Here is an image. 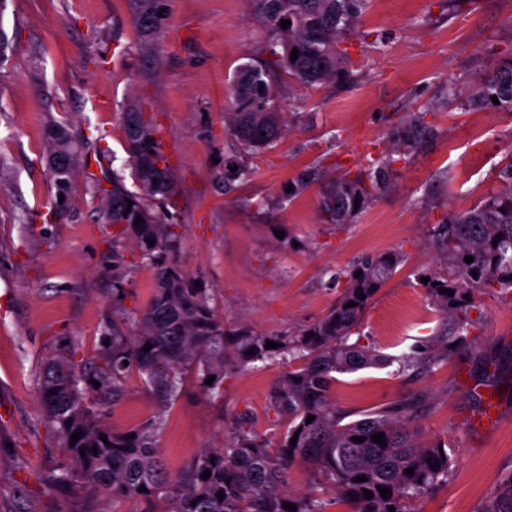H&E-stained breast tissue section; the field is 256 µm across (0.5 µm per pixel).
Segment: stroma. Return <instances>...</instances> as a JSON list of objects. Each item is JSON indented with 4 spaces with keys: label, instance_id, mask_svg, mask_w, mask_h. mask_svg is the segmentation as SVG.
Segmentation results:
<instances>
[{
    "label": "stroma",
    "instance_id": "obj_1",
    "mask_svg": "<svg viewBox=\"0 0 512 512\" xmlns=\"http://www.w3.org/2000/svg\"><path fill=\"white\" fill-rule=\"evenodd\" d=\"M0 512H167L169 503L111 502L71 488H48L44 473L67 462L38 400L44 362L71 360L95 374L112 357V324L143 310L154 270L129 239L112 242L95 177L118 175L139 192L125 151L122 114L132 103L162 127L175 172L169 209L182 224L174 261L208 288L210 304L232 327L279 336L309 325L336 304L329 278L368 254L397 250L406 262L380 289L359 328L364 342L397 356L442 323L416 273L437 265L428 230L471 209L499 185L512 151V114L447 105L448 81L466 90L497 59L512 54V0H368L343 45L353 79L342 86L290 85L287 133L251 156L247 179L225 186L223 161L235 142L224 126L237 69L262 53L265 30L253 0H168L160 33L140 36L128 0H0ZM427 111L437 138L394 162L395 189L374 198L352 224L319 223L320 186L292 201L288 185L321 166L356 174L398 116ZM84 133V165L65 202L44 155L50 123ZM124 256L114 266L113 251ZM125 293L115 296V273ZM481 321L466 353L419 377L395 367L340 376L337 404L356 413L423 397L413 426L422 441L452 453L447 482L418 512H478L512 472V292L475 295ZM285 367L230 369L222 394L187 377L166 410L158 444L170 473L203 449L222 446L241 416L272 437L282 427L270 394ZM498 398L502 420L473 434L463 420ZM157 405L138 377L125 398L104 404L106 423L139 426Z\"/></svg>",
    "mask_w": 512,
    "mask_h": 512
}]
</instances>
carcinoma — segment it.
Wrapping results in <instances>:
<instances>
[{
	"mask_svg": "<svg viewBox=\"0 0 512 512\" xmlns=\"http://www.w3.org/2000/svg\"><path fill=\"white\" fill-rule=\"evenodd\" d=\"M254 2L268 41L281 47L282 53L272 61L252 59L237 71L231 87L233 108L225 113L237 144L235 155L225 163L227 183L244 176L248 158L272 147L288 129L278 106L281 92L271 81L274 70L282 69L289 79L304 86L350 79L347 51L336 44L357 24L367 5V0ZM129 5L142 36L159 33L167 0H129ZM283 19L291 21L285 30L280 25ZM294 49L299 53L293 61ZM460 105L512 113V56L498 60L475 81ZM426 117L425 112L404 113L387 140L404 156L421 152L438 137L436 126ZM123 121L125 149L141 192L127 191L114 175L110 189L95 181V193L105 198L106 223L119 228L114 236V257L120 258V239H132L142 257L154 266L155 287L146 308L126 318L127 334L112 325V362L95 374L99 388L88 391L80 387L82 375L69 362L51 359L45 364L39 382L45 420L68 453V463L53 468L51 483L114 501L163 496L171 501V512H291L283 507L285 503L293 504L296 512H325L334 503H344L352 512H389L391 507L394 512H405L406 502L422 501L445 484L452 464L448 448L440 441L415 442L408 428L410 405L387 404L350 421L334 399L337 376L391 363L389 357L352 335L403 256L390 251L368 255L337 272L333 280L344 282V290L336 306L286 336L231 329L210 305L209 289L195 287L194 280L171 259L182 234L167 208L175 181L164 153L162 128L133 103L123 112ZM44 150L56 194L64 195L74 171L83 163L81 143L65 127L54 125L46 132ZM60 156L68 158V168L54 166V159ZM393 162L394 158L382 154L354 177L334 179L326 178L317 166L291 183L293 190L285 199L289 201L310 184L321 182L320 223L350 224L376 195L394 189ZM234 165L237 170H230ZM498 179L499 188L474 207L432 226L431 243L444 272L425 270L417 276L428 278L421 286L444 322L433 338L396 358L398 371L431 372L465 353L479 319L470 316L473 304L464 295L512 289V156L499 170ZM129 201L133 202L130 207ZM137 219L138 225L134 224ZM497 236L501 240L494 245ZM149 239L155 240L154 246H149ZM467 256L473 262L464 261ZM358 270L362 271L359 277L355 276ZM442 288L454 295L440 292ZM350 301L356 305L347 306ZM268 341L279 347L265 348ZM147 344L152 348L145 352ZM266 361L288 366L270 396L273 410L287 419V429L269 441L247 428L243 418L224 447L207 449L179 474L169 473L157 435L185 375L193 373L204 391L220 394L229 366ZM132 374L138 375L153 396L158 411L137 427L115 430L104 421L101 405L107 395L112 396V404H118ZM212 375L213 383L205 384ZM310 415L315 419L308 424ZM76 431L82 436L73 444L71 435ZM380 433L385 435L384 446L371 439ZM103 436L107 441L101 440ZM294 436L297 441L293 445L290 439ZM359 436L365 441H352ZM297 463H305L315 472L317 482L308 494L288 491V470ZM408 468L413 475L405 473ZM206 470L210 477L203 479ZM359 476L366 481H355ZM142 486L146 491H139ZM380 486L390 488L389 499L380 496ZM365 489L373 493L372 498L364 497ZM478 512H512V473L499 481L491 500Z\"/></svg>",
	"mask_w": 512,
	"mask_h": 512,
	"instance_id": "cac0c4a2",
	"label": "carcinoma"
}]
</instances>
